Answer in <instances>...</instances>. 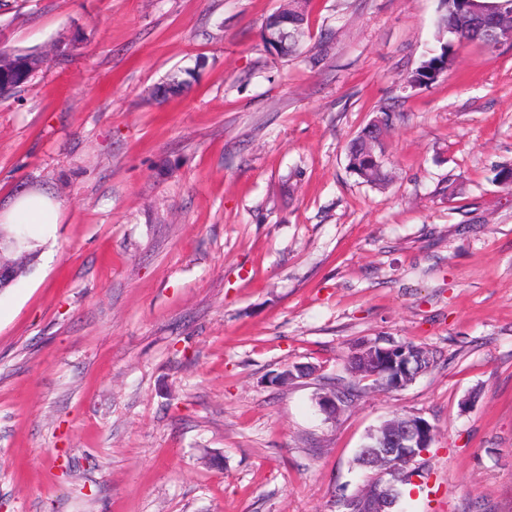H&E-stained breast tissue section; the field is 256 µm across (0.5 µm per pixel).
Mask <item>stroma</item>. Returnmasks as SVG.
Wrapping results in <instances>:
<instances>
[{
  "mask_svg": "<svg viewBox=\"0 0 512 512\" xmlns=\"http://www.w3.org/2000/svg\"><path fill=\"white\" fill-rule=\"evenodd\" d=\"M287 5L0 0V43L45 58L0 98V212L59 207L0 290V512H336L404 414L435 439L398 512H512V42L413 88L439 0H311L288 56ZM383 109L377 188L346 153ZM385 339L436 362L376 389L348 358ZM283 23L284 22L281 20H276L275 23L269 29L266 30L265 36L270 46H272V44H282L281 40L284 38L285 35ZM285 30L288 31V26L285 27ZM289 35H292L295 39L299 40L301 36V31L299 29H296V31L294 32L288 31V37ZM303 37L298 42L293 41L291 39L289 41L287 40L286 42H283L280 52L285 55L295 53L300 47Z\"/></svg>",
  "mask_w": 512,
  "mask_h": 512,
  "instance_id": "obj_1",
  "label": "stroma"
}]
</instances>
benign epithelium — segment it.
<instances>
[{"label": "benign epithelium", "mask_w": 512, "mask_h": 512, "mask_svg": "<svg viewBox=\"0 0 512 512\" xmlns=\"http://www.w3.org/2000/svg\"><path fill=\"white\" fill-rule=\"evenodd\" d=\"M356 355L369 369L374 386L382 390L409 385L424 371V361L432 357V353L423 349L414 360L393 340L387 341L385 346L378 342L366 344ZM345 401L344 395L336 390L318 397L320 410L330 420L336 418ZM433 432V426L418 416L384 423L375 444L363 450L366 465L374 472V477L361 490L338 496L343 512H391L396 504V483L410 481L415 476L412 465L418 454L414 448Z\"/></svg>", "instance_id": "benign-epithelium-1"}]
</instances>
